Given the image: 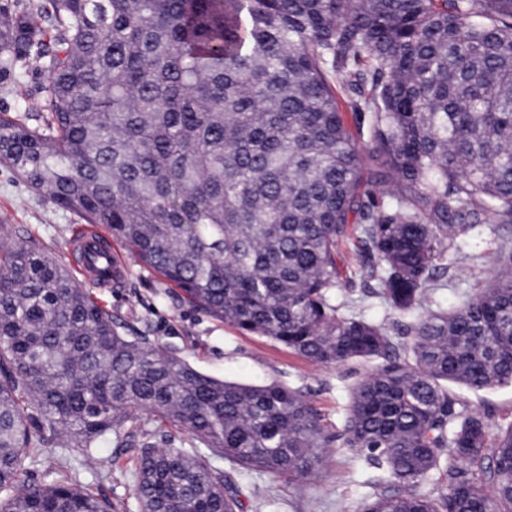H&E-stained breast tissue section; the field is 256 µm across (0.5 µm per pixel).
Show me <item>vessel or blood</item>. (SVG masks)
Listing matches in <instances>:
<instances>
[{"instance_id":"vessel-or-blood-1","label":"vessel or blood","mask_w":512,"mask_h":512,"mask_svg":"<svg viewBox=\"0 0 512 512\" xmlns=\"http://www.w3.org/2000/svg\"><path fill=\"white\" fill-rule=\"evenodd\" d=\"M72 253L83 283L95 288L111 286L127 270L126 263L113 252L111 243L100 241L98 233L94 231L81 236Z\"/></svg>"}]
</instances>
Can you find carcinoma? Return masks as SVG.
I'll return each instance as SVG.
<instances>
[{
	"label": "carcinoma",
	"instance_id": "cac0c4a2",
	"mask_svg": "<svg viewBox=\"0 0 512 512\" xmlns=\"http://www.w3.org/2000/svg\"><path fill=\"white\" fill-rule=\"evenodd\" d=\"M34 46L43 123L0 117V165L196 308L317 365H376L332 437L300 392L124 335L37 241L3 237L0 512H112L67 466L20 482L22 460L47 431L88 449L149 418L210 454L142 443L139 512H240L213 458L294 484L334 441L380 471L358 512H512V422L450 390L512 384V246L453 244L512 224V0H0V80ZM352 236L411 317L401 344L342 292ZM449 258L493 276L448 309ZM496 224H481L458 239V242L469 251L487 252L497 248L504 239H509L512 244V236L508 231H494Z\"/></svg>",
	"mask_w": 512,
	"mask_h": 512
}]
</instances>
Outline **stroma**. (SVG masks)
<instances>
[{"instance_id": "35a3bbf8", "label": "stroma", "mask_w": 512, "mask_h": 512, "mask_svg": "<svg viewBox=\"0 0 512 512\" xmlns=\"http://www.w3.org/2000/svg\"><path fill=\"white\" fill-rule=\"evenodd\" d=\"M48 79L35 58H27L20 80L0 81V115L23 114L43 96ZM83 222L62 209L52 198L28 188L8 168L0 165V237L13 235L37 240L61 264L69 262V243ZM341 266L350 279L349 294L358 309L376 322L392 324L395 341H403L405 316L385 308L376 297L377 283L362 277L356 242L342 248ZM488 267L474 264L450 267L448 285L436 293L441 306L456 305L462 293L485 283ZM92 296L108 310L120 331L128 336H149L167 351L182 357L204 374L254 385L277 383L300 391L318 411L329 433L340 432L349 388L366 362L318 366L291 353L270 339L245 334L216 317L195 309L157 273L130 263L126 278L109 288H95ZM470 409L494 414L499 423L512 421V385L474 393L457 387ZM111 456L112 471L105 474L81 467L79 483L108 496L115 512H138L130 478L136 467L138 447H100ZM218 467L240 487L244 512H357L369 494L372 475L362 460L343 448H332L322 475L298 487L282 478L246 475L238 466L221 459Z\"/></svg>"}]
</instances>
